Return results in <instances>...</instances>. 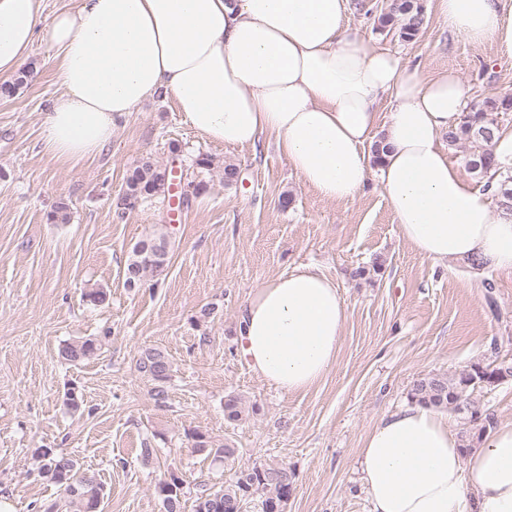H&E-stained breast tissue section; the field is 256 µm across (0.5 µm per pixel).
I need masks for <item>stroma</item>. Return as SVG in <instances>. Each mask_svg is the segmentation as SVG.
<instances>
[{
	"instance_id": "stroma-1",
	"label": "stroma",
	"mask_w": 512,
	"mask_h": 512,
	"mask_svg": "<svg viewBox=\"0 0 512 512\" xmlns=\"http://www.w3.org/2000/svg\"><path fill=\"white\" fill-rule=\"evenodd\" d=\"M385 4L350 0L349 26L420 65L424 78L457 72L468 100L512 91V57L496 42L474 45L451 33L437 0H425L424 27L410 42L374 32ZM29 60L28 85L0 99V501L9 512H42L61 498L39 472L38 448L73 457L101 484V512H164L158 486L172 473L184 483L183 512H195L202 492L256 464L292 471L284 512H370L356 458L376 421L409 402L422 377L453 374L495 351L512 358V272L422 257L401 238L377 183L349 202L324 201L273 138L243 147L207 141L169 95L119 121L94 159L59 162L41 139L43 114L61 91L55 53L40 38ZM148 153L179 165L184 180L203 177L208 192L159 196L117 217L127 172ZM200 153L213 157L212 170L194 168ZM228 163L239 171L229 186ZM285 194L293 198L287 208ZM61 201L70 223H49ZM158 232L169 241L167 265L126 287L133 248ZM302 267L336 281L346 320L327 376L286 393L250 369L237 323L254 289ZM95 288L107 291L105 305L86 301ZM97 336L95 357L60 358L64 343ZM148 348L171 362L163 384L138 370ZM71 383L84 396L77 412L64 403ZM228 395L241 399L239 420L224 414ZM196 433L234 456L198 451Z\"/></svg>"
}]
</instances>
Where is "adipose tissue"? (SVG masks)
Here are the masks:
<instances>
[{
  "instance_id": "obj_1",
  "label": "adipose tissue",
  "mask_w": 512,
  "mask_h": 512,
  "mask_svg": "<svg viewBox=\"0 0 512 512\" xmlns=\"http://www.w3.org/2000/svg\"><path fill=\"white\" fill-rule=\"evenodd\" d=\"M39 2L0 0V79L22 68L44 31L62 86L42 124L56 159L95 156L118 121L171 95L210 141L273 135L326 201L348 202L377 180L421 256L512 271V210L492 208L440 143L466 105L461 79L423 80L370 45L344 24L348 0H78L47 24ZM438 7L451 32L512 56V0ZM379 138L390 150L375 168L365 147ZM345 319L334 279L310 268L279 275L242 307V354L275 388L309 389L336 363ZM358 463L371 512H512V424L466 452L447 416L407 404L366 433Z\"/></svg>"
}]
</instances>
